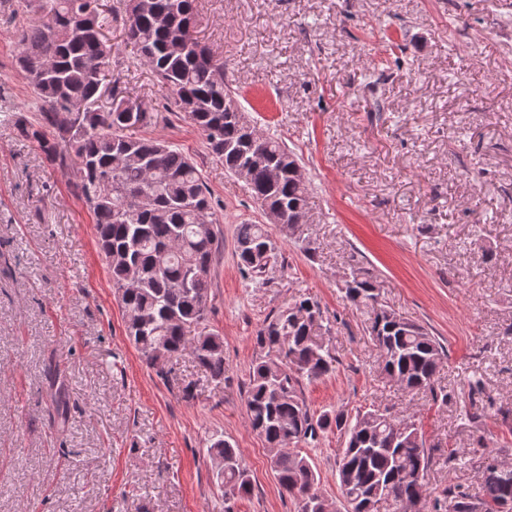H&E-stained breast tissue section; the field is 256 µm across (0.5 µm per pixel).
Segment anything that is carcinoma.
Segmentation results:
<instances>
[{
    "instance_id": "obj_1",
    "label": "carcinoma",
    "mask_w": 512,
    "mask_h": 512,
    "mask_svg": "<svg viewBox=\"0 0 512 512\" xmlns=\"http://www.w3.org/2000/svg\"><path fill=\"white\" fill-rule=\"evenodd\" d=\"M30 21L12 31L14 65L37 103L33 120L19 119L20 136L38 144L44 158L67 169L77 196L93 213L95 238L106 262L126 332L142 358L155 366V349L168 358L190 353L211 378L224 382V340L208 325L211 269L221 241L217 202L194 159L165 137H135L150 112H120L102 98L127 97L113 77L116 49L104 34L101 0H22ZM127 41L168 91L167 108L204 136L209 153L230 173L250 166L248 191L262 211L281 218L280 233L299 229L309 189L298 157L278 138L246 126L228 104L224 61L195 35V0H122ZM236 257L244 275L261 278L277 259L267 224H239ZM376 275L352 267L344 297L367 310V331L380 351L385 377L407 391L437 393L436 376L447 350L423 325L388 308L375 293ZM324 315L318 302L300 297L265 320L255 337L248 374L246 414L265 443L281 491L304 501L322 498L310 459L294 450L327 432L345 438L336 476L344 512H378L391 504L422 512L430 493L422 479L430 466L423 433L412 416L338 407L319 415L303 397V382L329 375L336 359L317 330ZM509 449L490 451L478 492L454 487L433 501L432 512H512V468L498 466ZM210 459L223 463L216 477L224 495L250 493L239 451L212 439Z\"/></svg>"
}]
</instances>
